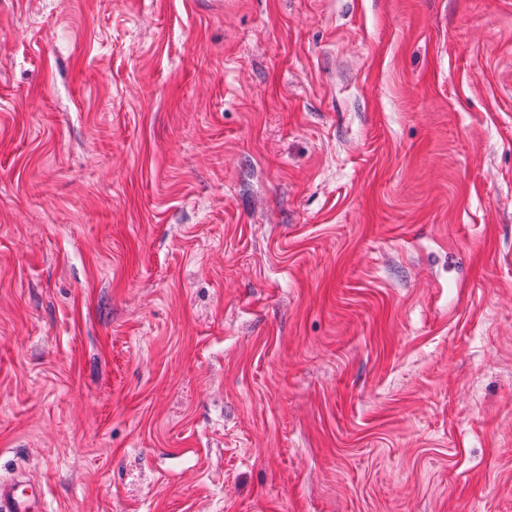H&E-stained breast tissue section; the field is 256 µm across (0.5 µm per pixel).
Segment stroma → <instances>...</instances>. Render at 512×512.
Listing matches in <instances>:
<instances>
[{
	"label": "stroma",
	"mask_w": 512,
	"mask_h": 512,
	"mask_svg": "<svg viewBox=\"0 0 512 512\" xmlns=\"http://www.w3.org/2000/svg\"><path fill=\"white\" fill-rule=\"evenodd\" d=\"M48 512H512V0H0V477Z\"/></svg>",
	"instance_id": "35a3bbf8"
}]
</instances>
